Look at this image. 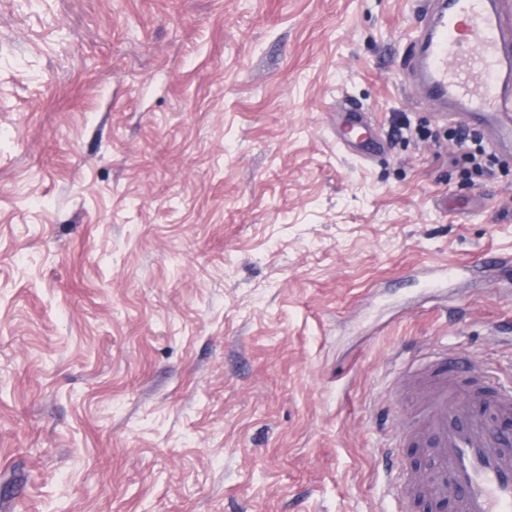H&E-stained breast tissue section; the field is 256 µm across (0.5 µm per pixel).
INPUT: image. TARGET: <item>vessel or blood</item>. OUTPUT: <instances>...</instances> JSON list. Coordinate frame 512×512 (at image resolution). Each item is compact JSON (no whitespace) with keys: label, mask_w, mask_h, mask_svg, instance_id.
I'll return each instance as SVG.
<instances>
[{"label":"vessel or blood","mask_w":512,"mask_h":512,"mask_svg":"<svg viewBox=\"0 0 512 512\" xmlns=\"http://www.w3.org/2000/svg\"><path fill=\"white\" fill-rule=\"evenodd\" d=\"M406 69L443 117L512 144V17L502 0H433ZM404 385L422 397L398 439L426 449L430 469L396 466L389 492L402 502L447 497L457 512H512V379L472 375L467 357L442 350Z\"/></svg>","instance_id":"vessel-or-blood-1"}]
</instances>
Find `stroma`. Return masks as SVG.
<instances>
[{"label": "stroma", "instance_id": "1", "mask_svg": "<svg viewBox=\"0 0 512 512\" xmlns=\"http://www.w3.org/2000/svg\"><path fill=\"white\" fill-rule=\"evenodd\" d=\"M421 7L0 0V512H401L408 364L512 373V162L408 93Z\"/></svg>", "mask_w": 512, "mask_h": 512}]
</instances>
